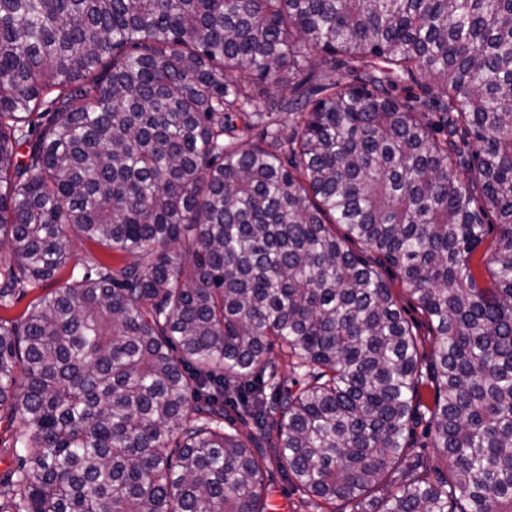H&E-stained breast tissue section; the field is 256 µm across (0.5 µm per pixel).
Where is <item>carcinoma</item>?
<instances>
[{
	"label": "carcinoma",
	"instance_id": "cac0c4a2",
	"mask_svg": "<svg viewBox=\"0 0 512 512\" xmlns=\"http://www.w3.org/2000/svg\"><path fill=\"white\" fill-rule=\"evenodd\" d=\"M77 238L130 261L0 317V512H270L273 463L512 512V0H0V308ZM488 233L486 235L485 243L482 248L476 253L473 258V266L479 285L483 288L489 287L491 284V274L488 269L492 250H487L488 247L494 244L499 229L497 224H487ZM383 276L388 283L389 287L396 297L399 308L401 309L404 317L414 326L413 331L422 340L419 346L420 354L423 360V373L428 371V363L432 357L433 350V337L428 336V323L426 317L419 309L414 300L406 293L401 285L398 276L392 268L382 269Z\"/></svg>",
	"mask_w": 512,
	"mask_h": 512
}]
</instances>
